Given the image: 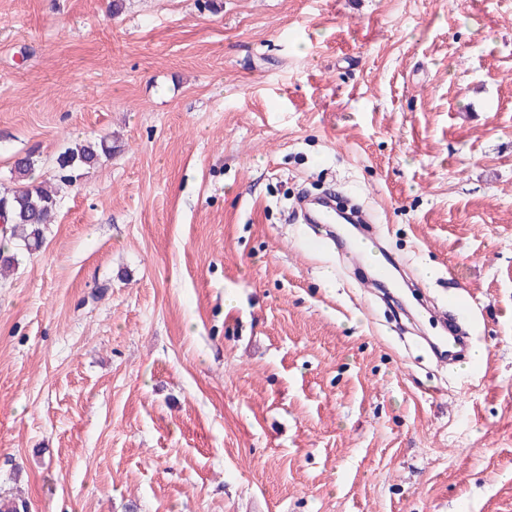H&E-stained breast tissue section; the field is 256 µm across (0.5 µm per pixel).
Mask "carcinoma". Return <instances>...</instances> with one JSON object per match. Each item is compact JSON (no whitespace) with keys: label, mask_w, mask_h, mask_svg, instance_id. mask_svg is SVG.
Returning <instances> with one entry per match:
<instances>
[{"label":"carcinoma","mask_w":512,"mask_h":512,"mask_svg":"<svg viewBox=\"0 0 512 512\" xmlns=\"http://www.w3.org/2000/svg\"><path fill=\"white\" fill-rule=\"evenodd\" d=\"M116 146L107 138L83 140L62 152L57 160L60 181L71 182V172L90 169L102 158L112 156ZM36 159L26 154L14 160L10 170L15 187L0 197V215L8 232L0 237V266L18 263V253L32 254L43 243V226L52 223L57 207V191L36 174Z\"/></svg>","instance_id":"1"}]
</instances>
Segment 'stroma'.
Instances as JSON below:
<instances>
[{"instance_id": "stroma-1", "label": "stroma", "mask_w": 512, "mask_h": 512, "mask_svg": "<svg viewBox=\"0 0 512 512\" xmlns=\"http://www.w3.org/2000/svg\"><path fill=\"white\" fill-rule=\"evenodd\" d=\"M109 3L0 0V194L118 143L0 274V503L512 512V0ZM304 189L481 356L307 251ZM117 148L107 138L83 140L76 142L73 147L62 152L57 160V170L61 182L71 183V173L79 168L90 169L105 157H111Z\"/></svg>"}]
</instances>
